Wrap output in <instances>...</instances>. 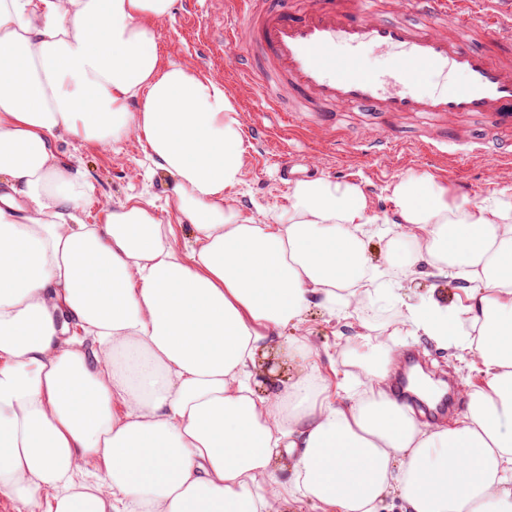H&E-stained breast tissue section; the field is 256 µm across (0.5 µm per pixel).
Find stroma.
<instances>
[{
  "instance_id": "obj_1",
  "label": "stroma",
  "mask_w": 512,
  "mask_h": 512,
  "mask_svg": "<svg viewBox=\"0 0 512 512\" xmlns=\"http://www.w3.org/2000/svg\"><path fill=\"white\" fill-rule=\"evenodd\" d=\"M186 0H176L171 17L159 24L158 53L162 63H177L212 76L218 55L209 50L210 43L219 41L224 32L225 14L214 5H204L195 25H188ZM225 90L238 111L243 128L259 125L271 128L272 135L248 145L244 159V182L225 193L226 204L235 206L244 217L258 224L273 223L281 208L288 204L289 184L279 178L273 164L284 146L294 151H316L320 165L317 175L337 182L356 181L368 196L378 215H392L394 205L387 187L400 176L412 174L432 177L440 185H447L448 177L440 175L432 158L419 149L399 154L389 162L360 154L339 155L324 137L312 134L284 137L282 129L269 113L263 112L253 90L235 77L223 78ZM146 143L137 136H129L117 143H86L64 138L59 147L63 166L80 169L87 182L92 200L82 214L85 223L100 224L108 210L118 208L129 197L139 196L151 202L154 212L163 223L173 225L179 249L193 246L194 233L190 224L181 222L172 192V179L156 168L145 155ZM488 160L474 156L454 166L453 177L467 183L471 195L480 198L489 192L512 187V164L498 168L495 178H488ZM397 293V304H376L351 315L331 313L318 304H311L299 326L285 328L288 336L306 337L313 349V358L322 374L331 384L342 379L343 355L349 345L357 343L363 326L373 328L379 340H393L398 347L417 354L420 367L429 375L453 372L458 386L479 383L481 376L470 358L460 357L455 350L436 345L412 329L399 328L406 305H417L429 299L440 300L448 306L458 305L466 298V283L448 272L427 264H419L415 275L402 280Z\"/></svg>"
}]
</instances>
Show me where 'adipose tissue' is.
<instances>
[{"mask_svg":"<svg viewBox=\"0 0 512 512\" xmlns=\"http://www.w3.org/2000/svg\"><path fill=\"white\" fill-rule=\"evenodd\" d=\"M175 2L0 0V498L24 512H376L395 494L405 512H512V189L474 200L396 179L383 269L357 183L299 180L274 223L243 218L224 203L244 176L236 108L222 84L160 63ZM63 132L143 135L196 248L174 249L142 201L80 221ZM424 259L469 283L467 304L402 314L483 370L456 426L394 397L397 353L369 336L347 351V402L296 337L282 349L298 375L257 396L275 332L315 301L345 313L388 298ZM91 461L103 479L82 480ZM394 234H375L366 240V253L369 261L378 266L386 265L387 244Z\"/></svg>","mask_w":512,"mask_h":512,"instance_id":"obj_1","label":"adipose tissue"}]
</instances>
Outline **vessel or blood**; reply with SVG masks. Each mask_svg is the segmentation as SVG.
<instances>
[{
	"mask_svg": "<svg viewBox=\"0 0 512 512\" xmlns=\"http://www.w3.org/2000/svg\"><path fill=\"white\" fill-rule=\"evenodd\" d=\"M237 14L220 43L228 70L254 87L264 108L282 113L289 133L328 130L330 145L350 146L337 112L357 110L424 121L419 148L435 157L463 141L458 118L481 115L488 124L476 154L512 161V18L492 0H400L398 16L383 17L379 0H226ZM392 52L387 74L366 71L363 50ZM451 71L464 83L427 92L413 81L424 72ZM361 144L379 159L396 157L403 143L385 125L365 127ZM283 178L314 171L312 155L279 158Z\"/></svg>",
	"mask_w": 512,
	"mask_h": 512,
	"instance_id": "1",
	"label": "vessel or blood"
}]
</instances>
